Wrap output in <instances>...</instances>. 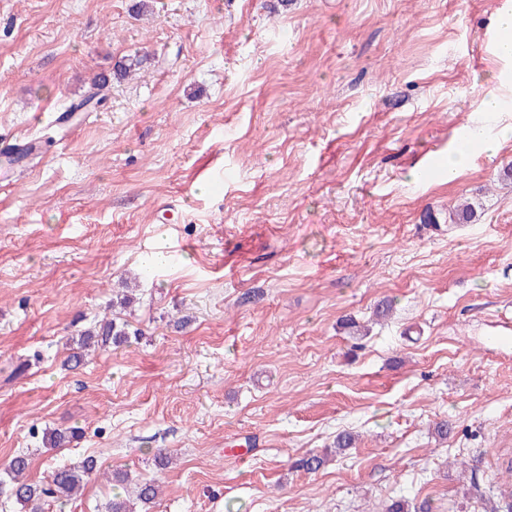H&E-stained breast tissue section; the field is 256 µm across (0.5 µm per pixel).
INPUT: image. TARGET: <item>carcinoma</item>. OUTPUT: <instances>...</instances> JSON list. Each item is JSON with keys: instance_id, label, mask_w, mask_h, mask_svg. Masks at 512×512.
<instances>
[{"instance_id": "1", "label": "carcinoma", "mask_w": 512, "mask_h": 512, "mask_svg": "<svg viewBox=\"0 0 512 512\" xmlns=\"http://www.w3.org/2000/svg\"><path fill=\"white\" fill-rule=\"evenodd\" d=\"M141 66V58L129 56L117 64L114 76L128 77ZM138 335L139 330H129V325L125 322L103 319L93 329L81 334L77 345L81 349L93 344L120 345L130 337ZM82 436L83 431L79 427L55 429L45 436L44 442L51 448H59ZM30 465L29 455L19 452L8 460L4 468L5 478L0 479V496L25 510L41 500H53L64 505L77 496L88 479L100 474L96 460L88 457L79 466H58L50 470L43 480L32 482L26 478Z\"/></svg>"}]
</instances>
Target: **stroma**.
Wrapping results in <instances>:
<instances>
[{"instance_id":"35a3bbf8","label":"stroma","mask_w":512,"mask_h":512,"mask_svg":"<svg viewBox=\"0 0 512 512\" xmlns=\"http://www.w3.org/2000/svg\"><path fill=\"white\" fill-rule=\"evenodd\" d=\"M507 12L0 0V137L40 138L110 78L0 189V469L26 452L33 480L89 456L103 471L37 512H108L117 472L160 484L149 512L512 499V342H492L512 326V140L455 180L428 171L462 130L512 123ZM135 54L139 74L114 79ZM466 203L471 223H449ZM124 285L138 337L68 370L69 339ZM70 426L81 440L43 447ZM308 454L328 462L296 468Z\"/></svg>"}]
</instances>
